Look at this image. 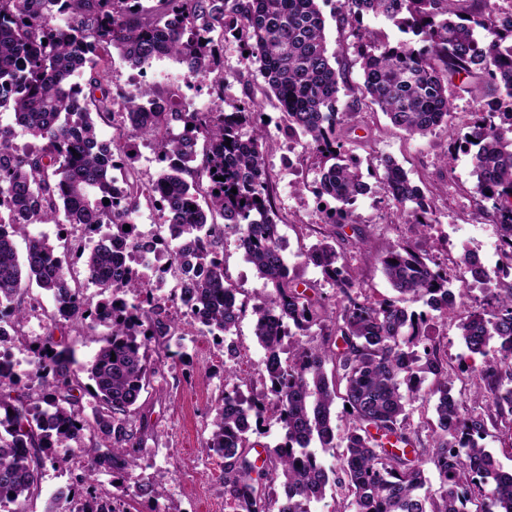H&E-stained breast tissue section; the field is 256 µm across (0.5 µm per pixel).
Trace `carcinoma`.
I'll return each mask as SVG.
<instances>
[{
  "label": "carcinoma",
  "mask_w": 512,
  "mask_h": 512,
  "mask_svg": "<svg viewBox=\"0 0 512 512\" xmlns=\"http://www.w3.org/2000/svg\"><path fill=\"white\" fill-rule=\"evenodd\" d=\"M454 2L345 0L336 25L353 38L371 104L408 136L452 122L450 88L476 97L469 136L450 144L444 162L462 148L474 151L478 214L497 227L499 249L509 257L512 7L478 0L479 10L464 17ZM369 17L392 22L409 38H378L365 24ZM217 30L240 37L280 102L288 132L318 164L319 177L299 190L331 198V211L321 217L330 232L301 246L300 256L335 286L330 296L288 271L261 158L265 120L253 100L233 112L219 104L201 112L177 100L175 81L119 97L103 83L117 58L141 72L173 57L189 75L210 81L221 101ZM345 82L346 69L327 53L319 0H0V322L24 336L28 316L41 307L34 285L54 302L44 343L34 347L43 360L39 380L0 365V508L28 512L46 470L64 463L55 448L69 442L86 465L74 475L69 506L58 512H125L117 504L127 486L110 494L94 485L103 471L134 480L137 497H163V483L134 477L149 428L135 419L153 374L149 349L175 335L184 317L202 336L234 335L243 309L224 302L236 292L224 270V241L232 236L270 290L252 307L254 336L265 352L262 389L243 381L224 392L204 446L224 460L226 512H312L329 489L347 492L350 512H512V472L481 444L489 429L512 417V282H498L485 301L459 312L467 289L453 281L489 282L475 253L441 259L403 240L380 254L396 296L366 294L336 249L337 240L348 239L347 227L356 245L370 243L355 215L370 187L361 161L345 150L361 102L338 109ZM97 117L116 129L110 139L102 138ZM20 135L30 142L18 146ZM140 139L162 164L151 182L125 167ZM368 167L404 222L429 234L437 207L404 168L389 156L370 158ZM123 168L118 188L112 171ZM144 200L162 203L164 223L179 225L173 251L195 246L208 265L203 276L170 269L180 317L117 263L109 244L87 242L105 224L114 235H130L125 211ZM210 214L222 222L208 220ZM50 223L71 228L67 251L98 288L97 302L53 269L49 237H28L25 256H18L15 237ZM420 301L454 320L470 358H481L467 366L473 397L454 392L448 354L430 334L433 316L411 309ZM99 326L107 329L102 345L89 362L77 363L68 330ZM314 328L319 342L302 343ZM88 396L95 402L90 415ZM339 401L350 406L341 434ZM430 402L436 421L412 424L415 404ZM267 414L282 438L259 467L244 419L258 425ZM338 438L343 451L328 467L318 451H335ZM428 464L438 475L435 490Z\"/></svg>",
  "instance_id": "1"
}]
</instances>
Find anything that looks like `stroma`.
<instances>
[{
	"label": "stroma",
	"mask_w": 512,
	"mask_h": 512,
	"mask_svg": "<svg viewBox=\"0 0 512 512\" xmlns=\"http://www.w3.org/2000/svg\"><path fill=\"white\" fill-rule=\"evenodd\" d=\"M321 11L328 50L337 54L349 70L348 83L338 94L340 103L344 104L362 97L363 79L350 38L336 27V8L325 5ZM222 60L225 72L233 76L224 86L225 111H233L249 94L268 118L264 163L275 190L280 233L288 243L285 252L288 268L303 279L319 280V270L304 264L299 257L297 242L301 225L319 224L320 214L314 195L298 192L296 183L302 177L314 180L317 173L307 169L298 175L282 167L280 158L288 149L283 136L282 108L246 59L241 42L226 37ZM358 121L368 126L369 133L364 139L350 136L345 145L348 153L364 160L374 155L393 157L425 195L435 201L439 209L438 224L434 238L423 239L424 249H436L440 254L456 257L469 248L480 252L486 260H494L498 232L494 225L475 216L471 154L457 153L449 166L442 160L450 145L447 128L441 126L427 137L411 138L367 102L362 105ZM367 183L371 190L358 199L355 215L359 225L371 233V246L361 250L344 241L340 252L372 295L386 298L392 296L393 290L379 255L388 243L415 237L416 231L412 225L402 223L396 207L383 196L375 178H368ZM224 265L239 289V302L251 303L253 296L262 291L264 282L245 261L244 252L235 240H228L224 246ZM233 339L238 346L242 376L258 377L264 351L255 339L251 315L242 316ZM224 361L220 339L198 335L188 325L170 337L167 351L152 357L156 373L138 401L139 413L148 421L150 430L145 443L150 466L142 474L163 479L165 495L154 503L127 498L128 512H214L223 499L224 463L218 456L206 454L203 446L212 430V407L235 384L234 379L224 375Z\"/></svg>",
	"instance_id": "35a3bbf8"
}]
</instances>
